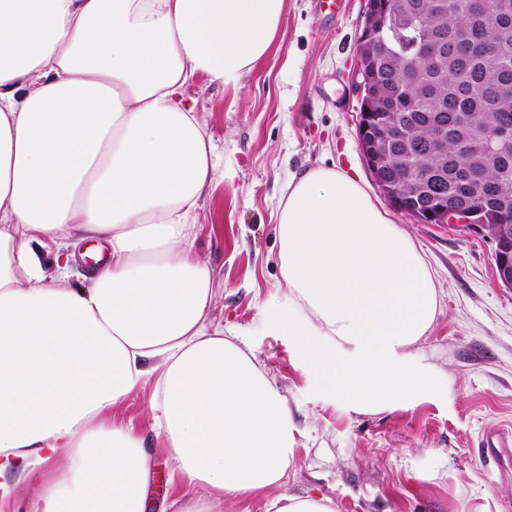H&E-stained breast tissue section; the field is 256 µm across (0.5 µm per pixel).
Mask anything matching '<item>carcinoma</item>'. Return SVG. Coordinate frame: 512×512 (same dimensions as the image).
<instances>
[{
    "instance_id": "carcinoma-1",
    "label": "carcinoma",
    "mask_w": 512,
    "mask_h": 512,
    "mask_svg": "<svg viewBox=\"0 0 512 512\" xmlns=\"http://www.w3.org/2000/svg\"><path fill=\"white\" fill-rule=\"evenodd\" d=\"M387 2L389 56L373 64L382 91L373 111H385L386 100L394 98L402 109L387 119L402 125L406 114L419 115L420 124L408 126L412 144L430 138L428 116L445 112L448 121L443 154L416 149L414 167L402 162L403 144L389 143L388 180L416 193L420 204L434 190L467 210L483 211L490 224L512 225V153L494 154L485 140L486 131L512 123V0H472L463 11L445 12L436 0H418L416 13L410 0ZM433 38L442 41L448 64L423 61L413 81L405 82L406 67ZM462 173L471 179L461 182Z\"/></svg>"
}]
</instances>
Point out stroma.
Returning a JSON list of instances; mask_svg holds the SVG:
<instances>
[{
	"label": "stroma",
	"mask_w": 512,
	"mask_h": 512,
	"mask_svg": "<svg viewBox=\"0 0 512 512\" xmlns=\"http://www.w3.org/2000/svg\"><path fill=\"white\" fill-rule=\"evenodd\" d=\"M364 0H288L277 49L237 85L196 79L219 176L191 238L217 288L209 318L242 335L274 377L296 427L286 484L215 497L214 512H266L276 495L314 490L336 512H512V475L490 474L484 431L512 424V289L495 274L493 242L465 224H419L389 210L422 248L443 296L410 366L437 383L374 413L323 392L293 337L268 320L280 283L275 211L295 170L333 166L378 189L357 138L354 46Z\"/></svg>",
	"instance_id": "obj_1"
}]
</instances>
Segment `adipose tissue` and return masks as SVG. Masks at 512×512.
<instances>
[{"label": "adipose tissue", "mask_w": 512, "mask_h": 512, "mask_svg": "<svg viewBox=\"0 0 512 512\" xmlns=\"http://www.w3.org/2000/svg\"><path fill=\"white\" fill-rule=\"evenodd\" d=\"M287 5L0 0V477L64 463L34 512H147L156 439L192 488L179 512L288 479L286 400L208 319L189 231L216 163L185 94L269 58ZM277 235L275 322L326 392L365 412L433 386L406 363L441 309L433 271L356 180L294 172ZM75 240L108 248L78 284ZM147 383L149 438L112 419Z\"/></svg>", "instance_id": "adipose-tissue-1"}]
</instances>
